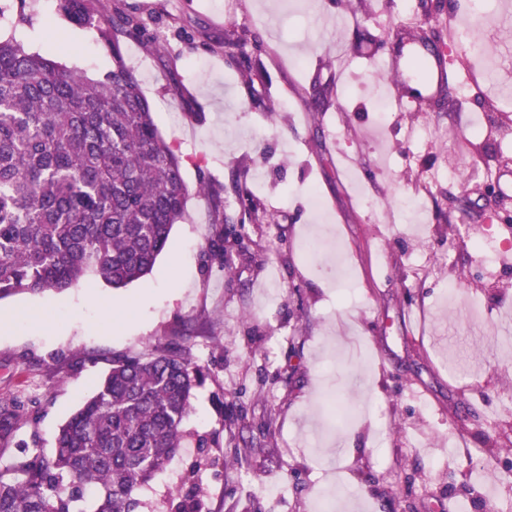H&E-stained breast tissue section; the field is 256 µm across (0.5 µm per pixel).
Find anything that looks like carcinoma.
I'll return each instance as SVG.
<instances>
[{
    "mask_svg": "<svg viewBox=\"0 0 512 512\" xmlns=\"http://www.w3.org/2000/svg\"><path fill=\"white\" fill-rule=\"evenodd\" d=\"M75 26L93 24L89 0H60ZM148 22L114 0L97 25L112 71L93 79L0 38V300L64 291L92 274L119 289L149 275L184 219L183 162L159 134L116 35L145 37ZM232 70L255 60L224 37ZM203 367L180 344L112 358L94 392L61 427L52 455L22 452L0 469V512H135V492L183 448ZM15 406H0V435ZM172 512H202L197 487Z\"/></svg>",
    "mask_w": 512,
    "mask_h": 512,
    "instance_id": "obj_1",
    "label": "carcinoma"
}]
</instances>
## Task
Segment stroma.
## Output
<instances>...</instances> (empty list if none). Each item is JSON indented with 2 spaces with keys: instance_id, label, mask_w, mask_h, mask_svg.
I'll list each match as a JSON object with an SVG mask.
<instances>
[{
  "instance_id": "1",
  "label": "stroma",
  "mask_w": 512,
  "mask_h": 512,
  "mask_svg": "<svg viewBox=\"0 0 512 512\" xmlns=\"http://www.w3.org/2000/svg\"><path fill=\"white\" fill-rule=\"evenodd\" d=\"M58 0H0L31 52L89 77L112 69L96 28L72 27ZM160 37H120L162 135L185 159L184 220L152 272L115 289L94 275L65 291L0 300V404L18 403L0 466L52 454L61 426L113 357L183 342L207 371L188 430L207 436L206 512H512V122L479 63L450 42V19L494 57L512 92V12L466 0H123ZM449 42L452 107L372 99L385 61L417 30ZM260 32L250 82L202 44ZM322 111L310 109L313 96ZM483 111V132L466 133ZM236 170L271 224L214 222V188ZM324 202L311 209L309 192ZM224 239L225 266L209 253ZM497 252L481 266L477 245ZM250 464L225 465L233 447ZM198 458L186 442L140 489L139 512H169ZM487 471L489 479H477Z\"/></svg>"
}]
</instances>
